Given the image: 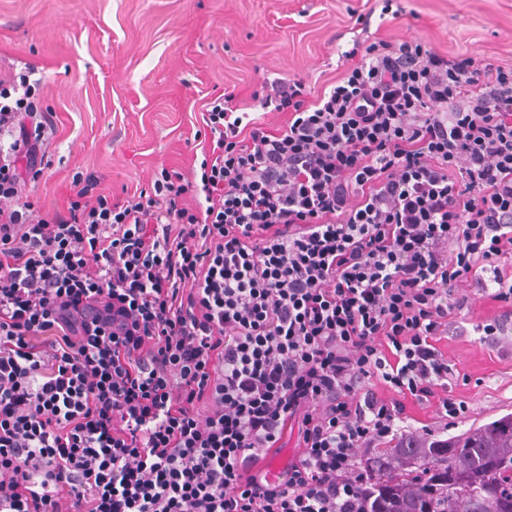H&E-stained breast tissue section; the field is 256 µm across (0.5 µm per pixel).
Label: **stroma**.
Wrapping results in <instances>:
<instances>
[{
    "mask_svg": "<svg viewBox=\"0 0 512 512\" xmlns=\"http://www.w3.org/2000/svg\"><path fill=\"white\" fill-rule=\"evenodd\" d=\"M404 17L378 37L417 39L451 56L512 64V0H405ZM367 0H0V75L32 65L56 133L43 177L23 193L36 216L62 208L75 173L119 196L150 188L161 168L198 167L202 114L235 91L266 125L285 116L251 100L264 79L301 77L321 89L356 34L352 11ZM466 306L439 343L462 378L452 393L467 414L439 423L406 399L422 439L445 440L512 413V334L485 343L477 324L504 312L477 277L457 286Z\"/></svg>",
    "mask_w": 512,
    "mask_h": 512,
    "instance_id": "stroma-1",
    "label": "stroma"
}]
</instances>
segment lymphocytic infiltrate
<instances>
[{
    "instance_id": "obj_1",
    "label": "lymphocytic infiltrate",
    "mask_w": 512,
    "mask_h": 512,
    "mask_svg": "<svg viewBox=\"0 0 512 512\" xmlns=\"http://www.w3.org/2000/svg\"><path fill=\"white\" fill-rule=\"evenodd\" d=\"M356 23L322 91L271 82L284 125L224 93L198 169L78 172L41 219L54 123L34 67L0 78V512H367L402 396L465 414L437 343L473 273L512 305V65ZM296 435L297 429H295V431L292 434H290L288 430V433L285 435L284 438V442L286 444L285 448H281V450L278 453L272 455L280 460V462L282 463V469L288 463V461H290L293 458L294 454H296L298 450V448H295L297 443ZM277 459L269 458L267 460L266 471L268 473L269 478L271 479H274L279 474L280 463Z\"/></svg>"
}]
</instances>
